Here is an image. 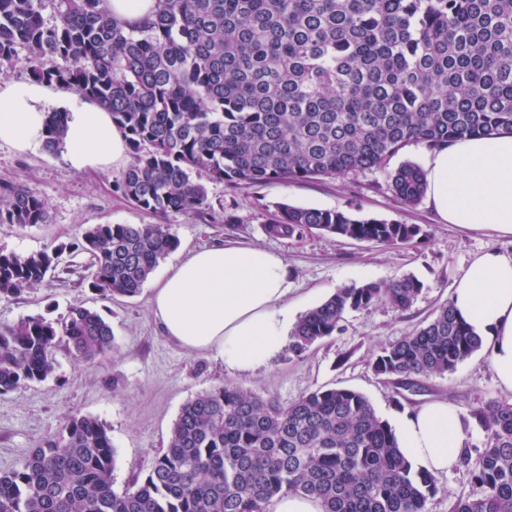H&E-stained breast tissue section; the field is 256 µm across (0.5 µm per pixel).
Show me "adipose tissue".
<instances>
[{"instance_id":"adipose-tissue-1","label":"adipose tissue","mask_w":512,"mask_h":512,"mask_svg":"<svg viewBox=\"0 0 512 512\" xmlns=\"http://www.w3.org/2000/svg\"><path fill=\"white\" fill-rule=\"evenodd\" d=\"M58 99L47 83H0V143L24 152L45 140ZM63 143L76 171L126 162L123 131L103 105L71 96ZM427 195L441 219L458 227L512 236V135L459 139L426 158ZM283 255L256 248L211 246L173 266L152 306L166 336L190 352H212L248 371L282 345L292 313L285 301ZM456 313L489 341L499 385L512 392V255L477 256L455 281ZM469 430L457 408L434 400L402 418L398 445L418 468L441 476L458 468Z\"/></svg>"}]
</instances>
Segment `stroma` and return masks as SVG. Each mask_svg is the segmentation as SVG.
Here are the masks:
<instances>
[{"instance_id":"obj_1","label":"stroma","mask_w":512,"mask_h":512,"mask_svg":"<svg viewBox=\"0 0 512 512\" xmlns=\"http://www.w3.org/2000/svg\"><path fill=\"white\" fill-rule=\"evenodd\" d=\"M427 153L425 145L410 144L392 157L388 168L348 178L272 181L245 189L205 180L213 220L168 216L180 245L160 261L139 295L101 298L86 282L89 256L67 251L61 256L64 275L46 279L19 297L0 298V325L29 316L59 317L70 305L81 303L98 310L115 337L112 351L92 363L77 361L67 347H59L53 377L0 395V471L17 467L32 448L57 433L67 417L92 415L112 437L113 488L123 491L148 472L165 448L182 405L201 391L230 382L283 404L324 386L351 388L364 394L378 416L391 424L414 405L436 399L447 400L464 416L489 400L512 402V392L503 391L496 381L486 348L454 372L425 379L424 392L401 408L392 399L390 384L372 367L381 347L412 334L450 302L455 280L477 255L490 249L512 254V237L443 223L424 200L412 207L398 202L390 189V170L405 162L424 164ZM121 175L118 167L78 172L62 154L40 146L20 152L0 143V182L21 183L49 204L46 224L0 225V251L28 254L67 245L86 224L153 223L152 215L132 207L114 190ZM280 203L418 224L427 236L406 247L358 243L317 231L273 237L266 227ZM214 244L284 254L287 299L299 316L345 286L411 274L422 289L407 310L376 304L348 312L341 333L316 343L304 355H295L286 340L267 362L241 372L211 353L185 351L163 334L151 307L157 280L190 251ZM437 484L439 491L428 500L427 512H452L459 497L476 491L464 468L439 477Z\"/></svg>"}]
</instances>
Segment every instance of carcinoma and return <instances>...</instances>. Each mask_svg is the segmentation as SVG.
I'll use <instances>...</instances> for the list:
<instances>
[{
    "label": "carcinoma",
    "instance_id": "carcinoma-1",
    "mask_svg": "<svg viewBox=\"0 0 512 512\" xmlns=\"http://www.w3.org/2000/svg\"><path fill=\"white\" fill-rule=\"evenodd\" d=\"M128 24L105 0H0V63L22 60L31 79L106 105L131 161L114 188L152 215L211 216L193 174L233 188L339 178L384 169L408 144L438 148L466 137L512 134V0H156ZM51 5L56 23H43ZM24 55H19V52ZM67 113L52 112L43 148L62 149ZM390 187L406 207L425 195V173L405 162ZM49 222L44 199L0 182V224ZM317 230L409 246L418 224L283 204L268 232ZM170 224H89L71 247L90 255V286L135 296L177 249ZM58 249L0 251V298L54 273ZM412 275L339 288L291 332L298 356L343 330L344 315L377 303L408 309ZM65 344L92 361L112 349L100 313L0 326V394L49 379ZM451 305L383 347L374 371L405 385L443 376L483 348ZM464 423L485 433L464 453L477 492L453 512H512V403L490 401ZM115 449L106 426L74 415L0 471V512H271L284 494L318 499L322 512H427L437 480L400 452L391 426L362 393L319 388L283 405L234 383L181 407L167 447L140 481L113 489Z\"/></svg>",
    "mask_w": 512,
    "mask_h": 512
}]
</instances>
